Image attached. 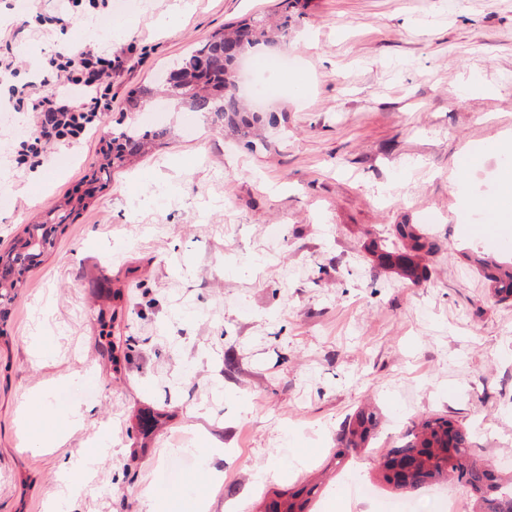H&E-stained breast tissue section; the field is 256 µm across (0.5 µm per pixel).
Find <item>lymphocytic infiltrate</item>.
Wrapping results in <instances>:
<instances>
[{"label": "lymphocytic infiltrate", "mask_w": 512, "mask_h": 512, "mask_svg": "<svg viewBox=\"0 0 512 512\" xmlns=\"http://www.w3.org/2000/svg\"><path fill=\"white\" fill-rule=\"evenodd\" d=\"M126 65L124 56L87 44L75 52L51 55L40 79L10 86L14 111L31 114L35 126L33 137L24 141L17 153V165L38 162L49 145L80 141L96 128L101 121V103L112 89L108 79ZM68 88L84 91L81 105H73L65 96Z\"/></svg>", "instance_id": "obj_1"}]
</instances>
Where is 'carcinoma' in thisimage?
<instances>
[{
  "mask_svg": "<svg viewBox=\"0 0 512 512\" xmlns=\"http://www.w3.org/2000/svg\"><path fill=\"white\" fill-rule=\"evenodd\" d=\"M288 12L273 20L267 15L250 16L235 24L212 32L190 57L183 59L177 68L194 66L203 58L207 69L193 74L180 87H167L169 100L179 108L200 112L217 127L236 136L249 145L257 137L263 125L264 114L246 108L239 96L237 77L238 62L248 55V49L260 44L279 42L288 34ZM155 95L151 88L138 87L130 91L125 99L124 110L139 112ZM166 135L164 130H145L134 125L123 126L113 132L101 150L103 162L98 172L108 174L122 168L147 152L153 141ZM69 212L56 216L54 224H28L23 235L17 238L5 252H0V317L7 310L21 288L24 287L25 271L49 252L55 243L58 231L64 226L69 214L83 210L87 203L83 199L67 202ZM395 234L402 241V249L384 250L378 254L380 263L395 266L410 279L424 275L420 265V254H429L434 244L418 233L413 224H398ZM473 263L488 282L492 296L498 302L512 300V260L500 261L493 257L476 255ZM377 426V417L372 411H360L344 423L340 429V448L336 449V466L343 465L352 453L360 450L357 437L366 442ZM447 453L435 457L432 445ZM417 452L429 459L437 458L432 469L420 474L418 486L440 481L466 485L473 493L472 512H512V476H502L496 469L484 466L475 458L469 428L442 416H427L416 424L408 434V440L395 454ZM314 490L300 488L288 493L287 512H307V503Z\"/></svg>",
  "mask_w": 512,
  "mask_h": 512,
  "instance_id": "1",
  "label": "carcinoma"
}]
</instances>
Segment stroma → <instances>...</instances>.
<instances>
[{"instance_id":"1","label":"stroma","mask_w":512,"mask_h":512,"mask_svg":"<svg viewBox=\"0 0 512 512\" xmlns=\"http://www.w3.org/2000/svg\"><path fill=\"white\" fill-rule=\"evenodd\" d=\"M58 0H0V33L39 29ZM279 0H112L66 32L30 40L0 85L29 79L71 43L124 53L97 132L59 142L34 169L10 156L29 117L0 95V250L54 201L94 187L0 320V512H46L69 457L91 472L64 512H177L180 451L218 449L183 476L209 512H261L318 486L309 512H383L403 496L377 463L412 422L443 414L477 459L512 457V302L469 261L487 210L512 237V0H308L274 56L299 84L270 101L264 143L246 148L198 112L124 111L214 30ZM168 129L152 153L94 181L101 146L128 123ZM398 224L435 248L413 281L375 251ZM123 280L128 294L112 303ZM135 342L119 363L99 313ZM95 393L69 427L58 392ZM42 403L38 422L20 413ZM380 414L366 451L330 459L346 418ZM166 422L142 433L147 411ZM51 440L48 448L36 438Z\"/></svg>"}]
</instances>
